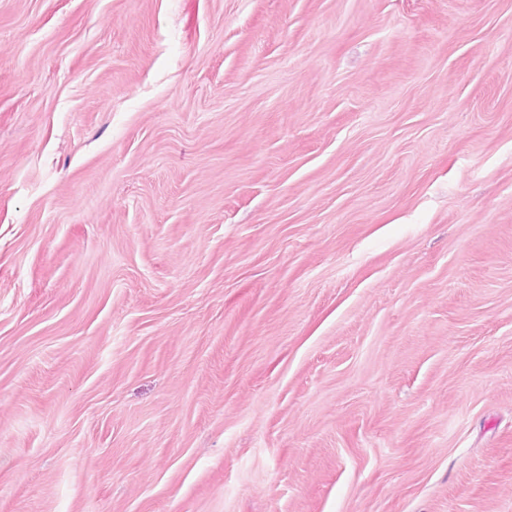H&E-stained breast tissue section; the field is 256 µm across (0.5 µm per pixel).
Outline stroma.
Segmentation results:
<instances>
[{
    "label": "stroma",
    "instance_id": "35a3bbf8",
    "mask_svg": "<svg viewBox=\"0 0 512 512\" xmlns=\"http://www.w3.org/2000/svg\"><path fill=\"white\" fill-rule=\"evenodd\" d=\"M0 512H512V0H0Z\"/></svg>",
    "mask_w": 512,
    "mask_h": 512
}]
</instances>
